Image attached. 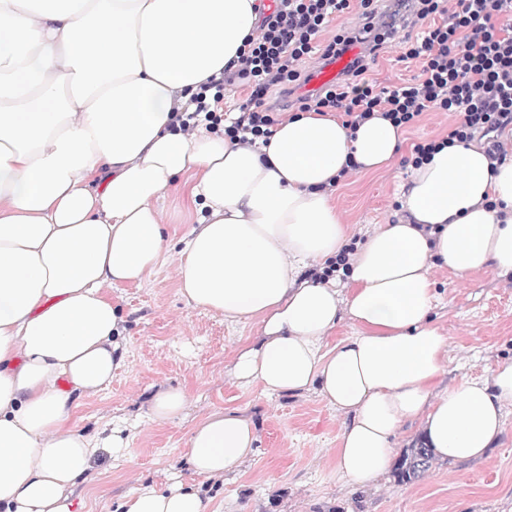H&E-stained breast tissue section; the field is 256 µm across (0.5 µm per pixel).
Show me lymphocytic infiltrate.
I'll return each instance as SVG.
<instances>
[{
	"mask_svg": "<svg viewBox=\"0 0 512 512\" xmlns=\"http://www.w3.org/2000/svg\"><path fill=\"white\" fill-rule=\"evenodd\" d=\"M395 5L383 14L375 0H273L260 14L257 38L240 51L238 68L214 83L219 91L235 84L247 90L238 118L224 126L223 113L210 110L202 93L194 99L197 112L211 127H224L227 135L243 141L272 134L276 108L266 102L272 91L294 98L302 112H342L353 128L376 111L403 127L429 110L455 112L460 120L449 139H481L490 160L505 159L497 134L512 126V0H395ZM354 7L361 26L342 30L318 46L321 33ZM420 21L425 29L405 38L400 55L401 60L420 62L419 75L397 86L369 79L389 34ZM355 42L363 50L340 82L310 96L298 95L300 65L307 57L316 52L327 63Z\"/></svg>",
	"mask_w": 512,
	"mask_h": 512,
	"instance_id": "lymphocytic-infiltrate-1",
	"label": "lymphocytic infiltrate"
}]
</instances>
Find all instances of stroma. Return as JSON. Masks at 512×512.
I'll return each mask as SVG.
<instances>
[{"label": "stroma", "instance_id": "1", "mask_svg": "<svg viewBox=\"0 0 512 512\" xmlns=\"http://www.w3.org/2000/svg\"><path fill=\"white\" fill-rule=\"evenodd\" d=\"M402 40L395 34L382 50L371 73L378 83L399 85L418 75V63L399 59ZM456 121L452 112H424L406 128L403 154H410L411 144L446 137ZM407 176L396 161L377 174L352 172L341 181L336 207L353 241L362 240L373 225L393 220ZM176 264L169 259L141 286L110 292L124 320L125 365L104 390L82 400L74 419L89 432L118 424L128 446L95 454L89 480L76 489L88 512H116L124 497L166 483L174 474L185 484L202 486L212 512H512V414L483 460L437 461L431 472L406 485L389 473L367 489L343 484L334 454L340 415L312 394H266L258 385H234L227 375L233 355L257 336L258 324L253 319L230 324L188 305ZM432 277L443 298L436 322L452 339L445 384L512 363V278L487 270L459 280L440 268ZM162 387L185 391L184 418L151 420L149 407ZM225 408L253 417L255 454L241 473L203 482L186 462V442L195 422Z\"/></svg>", "mask_w": 512, "mask_h": 512}]
</instances>
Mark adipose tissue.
I'll use <instances>...</instances> for the list:
<instances>
[{
    "label": "adipose tissue",
    "instance_id": "obj_1",
    "mask_svg": "<svg viewBox=\"0 0 512 512\" xmlns=\"http://www.w3.org/2000/svg\"><path fill=\"white\" fill-rule=\"evenodd\" d=\"M258 19L256 0H0V512H84L73 500L93 456L124 447L73 414L124 362L108 292L169 259L158 202L178 181L196 211L181 294L226 322L257 320L232 381L311 393L341 415L340 480L383 474L408 422L458 464L501 435L512 363L441 387L451 338L433 319L431 271L512 275V159L491 164L474 141L434 148L412 167L396 221L351 244L329 185L352 163L361 175L390 166L401 128L297 112L250 144L178 119L233 68ZM343 253L346 276L310 277ZM345 320L352 334L334 339ZM256 440L250 416L214 411L194 425L187 461L220 480L247 466ZM120 510L209 502L176 482Z\"/></svg>",
    "mask_w": 512,
    "mask_h": 512
}]
</instances>
